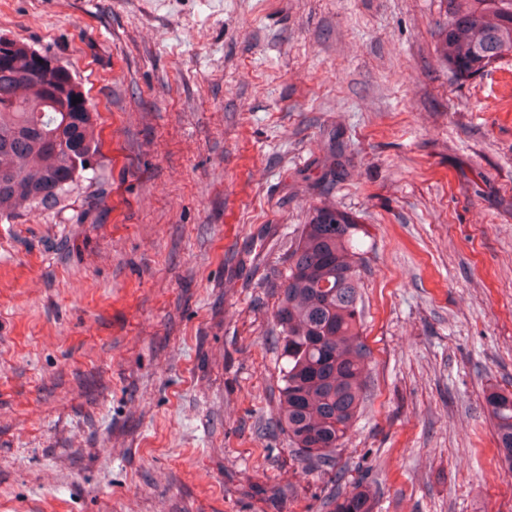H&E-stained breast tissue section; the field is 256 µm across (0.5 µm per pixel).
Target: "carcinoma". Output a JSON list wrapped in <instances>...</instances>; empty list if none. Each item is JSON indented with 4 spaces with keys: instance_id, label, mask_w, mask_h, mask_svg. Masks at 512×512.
Wrapping results in <instances>:
<instances>
[{
    "instance_id": "1",
    "label": "carcinoma",
    "mask_w": 512,
    "mask_h": 512,
    "mask_svg": "<svg viewBox=\"0 0 512 512\" xmlns=\"http://www.w3.org/2000/svg\"><path fill=\"white\" fill-rule=\"evenodd\" d=\"M448 21L436 49L457 81L488 72L512 52V0H445ZM0 64V223L35 208H53L87 181L101 158L97 118L69 69L42 68L25 44L4 50ZM81 102L75 104L73 99ZM356 222L330 205L315 207L291 250L288 277L274 312L286 360L277 425L307 469L335 471L336 454L364 402L369 351L361 339L358 303L362 260ZM501 461L512 469V392L485 394ZM373 493L359 481L335 490L327 512H372Z\"/></svg>"
}]
</instances>
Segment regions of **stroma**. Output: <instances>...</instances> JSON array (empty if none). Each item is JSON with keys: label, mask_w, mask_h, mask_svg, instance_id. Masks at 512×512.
I'll use <instances>...</instances> for the list:
<instances>
[{"label": "stroma", "mask_w": 512, "mask_h": 512, "mask_svg": "<svg viewBox=\"0 0 512 512\" xmlns=\"http://www.w3.org/2000/svg\"><path fill=\"white\" fill-rule=\"evenodd\" d=\"M443 0H0L99 113L78 186L0 223V512H326L275 422L301 224L358 225L373 512H512V53L458 82ZM484 399L495 429L501 461L512 469V392L493 389Z\"/></svg>", "instance_id": "stroma-1"}]
</instances>
